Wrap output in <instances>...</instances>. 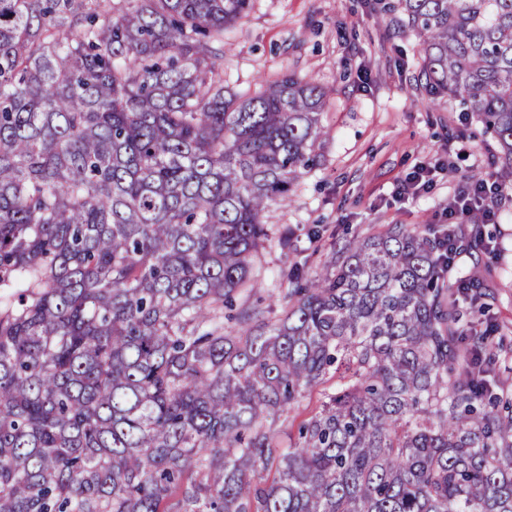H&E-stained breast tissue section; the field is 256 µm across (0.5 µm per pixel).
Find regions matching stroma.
I'll return each mask as SVG.
<instances>
[{
    "label": "stroma",
    "instance_id": "obj_1",
    "mask_svg": "<svg viewBox=\"0 0 512 512\" xmlns=\"http://www.w3.org/2000/svg\"><path fill=\"white\" fill-rule=\"evenodd\" d=\"M222 50L231 89L292 73L327 91L317 164L289 205L272 206L266 218L270 229L289 228L293 244L284 251L267 242L258 270L264 287H287L295 267L307 278L322 272L338 243L385 225L447 223L460 180L491 172V139L457 99L421 81L419 40L401 13L371 0H253L249 16L225 32ZM461 133L470 139L465 152L457 148ZM421 167L436 169L434 186L400 196L401 182ZM489 205L499 218L487 251L461 256L457 267L463 276H489L496 338L511 349L512 199Z\"/></svg>",
    "mask_w": 512,
    "mask_h": 512
}]
</instances>
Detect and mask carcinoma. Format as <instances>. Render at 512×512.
<instances>
[{
  "mask_svg": "<svg viewBox=\"0 0 512 512\" xmlns=\"http://www.w3.org/2000/svg\"><path fill=\"white\" fill-rule=\"evenodd\" d=\"M397 3L512 186V0ZM250 7L0 0V512H512L495 292L454 266L486 221L389 224L249 302L326 95L224 85ZM319 389L313 388L307 391L299 402L291 406L281 414L276 421V429L279 431L280 440L284 445H288L289 438L297 436L298 426L308 420L319 406Z\"/></svg>",
  "mask_w": 512,
  "mask_h": 512,
  "instance_id": "cac0c4a2",
  "label": "carcinoma"
}]
</instances>
